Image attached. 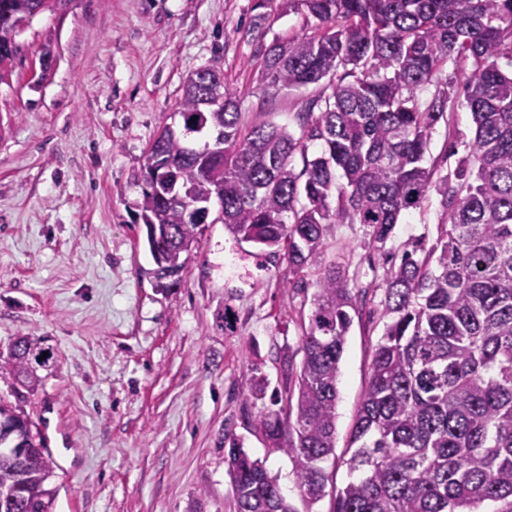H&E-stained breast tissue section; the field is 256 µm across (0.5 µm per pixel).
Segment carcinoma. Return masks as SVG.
Instances as JSON below:
<instances>
[{
	"label": "carcinoma",
	"mask_w": 512,
	"mask_h": 512,
	"mask_svg": "<svg viewBox=\"0 0 512 512\" xmlns=\"http://www.w3.org/2000/svg\"><path fill=\"white\" fill-rule=\"evenodd\" d=\"M33 0H0V54L18 49ZM313 20L262 52L260 89L321 86L297 113L300 135L240 124L237 91L203 68L182 89V126L165 125L148 149L137 220L159 288L180 276L202 225L238 241L282 247L300 269L333 224H362L380 251L400 216L432 191L448 210L434 243L416 240L391 268L379 302L384 333L352 432L349 480L330 512H512V0H282ZM464 69L430 99L448 62ZM475 135L453 176L424 165L431 133L454 105ZM216 133L196 148L194 135ZM322 145L308 157L311 143ZM300 154L303 168L292 158ZM370 288L334 266L317 282L302 360L285 362L264 416L268 449L293 463L309 505L326 496L322 463L335 455L339 363L351 313ZM33 347L18 338L0 359L12 394L35 391ZM268 380L246 379V397ZM51 455L38 424L0 398V512H50ZM236 512H296L243 440L229 439Z\"/></svg>",
	"instance_id": "1"
}]
</instances>
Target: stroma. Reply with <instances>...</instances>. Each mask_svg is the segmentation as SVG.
<instances>
[{"instance_id":"35a3bbf8","label":"stroma","mask_w":512,"mask_h":512,"mask_svg":"<svg viewBox=\"0 0 512 512\" xmlns=\"http://www.w3.org/2000/svg\"><path fill=\"white\" fill-rule=\"evenodd\" d=\"M67 0L36 15L0 79V356L20 336L50 353L24 408L54 460L53 512H234L224 440L265 460L297 512L307 506L293 465L268 451L259 422L270 399L244 395L248 374L282 380L297 356L329 267L369 287L339 364L335 487L348 479L351 435L384 323L371 311L389 269L357 224L332 227L302 269L283 252L239 251L223 224L205 225L179 282L157 287L134 174L169 123L186 78L221 70L238 89L241 122L295 128L318 86L277 95L258 86L261 45L304 33L303 13L266 0ZM49 67H42V55ZM474 135L470 112L437 124L426 154L453 173ZM446 209L438 194L403 214L386 244L401 253L434 242ZM385 251V252H386ZM232 321H225V308Z\"/></svg>"}]
</instances>
